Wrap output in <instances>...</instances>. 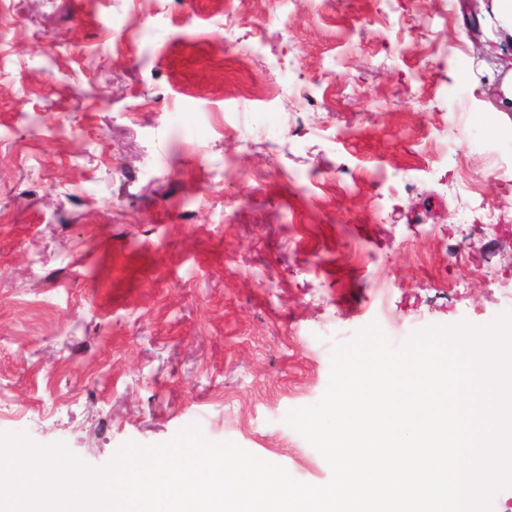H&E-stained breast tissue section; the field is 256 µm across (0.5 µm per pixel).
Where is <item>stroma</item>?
Instances as JSON below:
<instances>
[{
  "label": "stroma",
  "mask_w": 512,
  "mask_h": 512,
  "mask_svg": "<svg viewBox=\"0 0 512 512\" xmlns=\"http://www.w3.org/2000/svg\"><path fill=\"white\" fill-rule=\"evenodd\" d=\"M511 43L493 0H0V434L328 483L286 416L339 345L512 312Z\"/></svg>",
  "instance_id": "35a3bbf8"
}]
</instances>
